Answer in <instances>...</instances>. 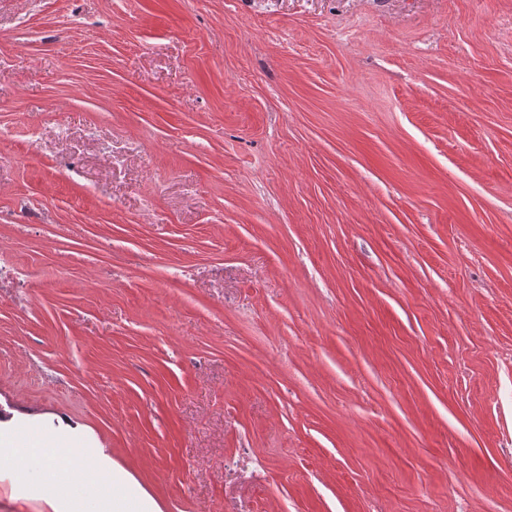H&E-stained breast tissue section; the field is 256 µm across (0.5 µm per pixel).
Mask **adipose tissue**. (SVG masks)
I'll return each instance as SVG.
<instances>
[{
	"label": "adipose tissue",
	"mask_w": 512,
	"mask_h": 512,
	"mask_svg": "<svg viewBox=\"0 0 512 512\" xmlns=\"http://www.w3.org/2000/svg\"><path fill=\"white\" fill-rule=\"evenodd\" d=\"M82 451L62 443L51 445L37 435L7 443L0 457L15 460L9 475L10 491L16 498L35 496L42 500L50 512H71L73 500L60 494L61 484H69L79 495L86 496L104 488L122 486L123 476L100 465L93 469L75 466ZM36 460L42 465L40 476H33L24 466L25 461Z\"/></svg>",
	"instance_id": "1"
}]
</instances>
